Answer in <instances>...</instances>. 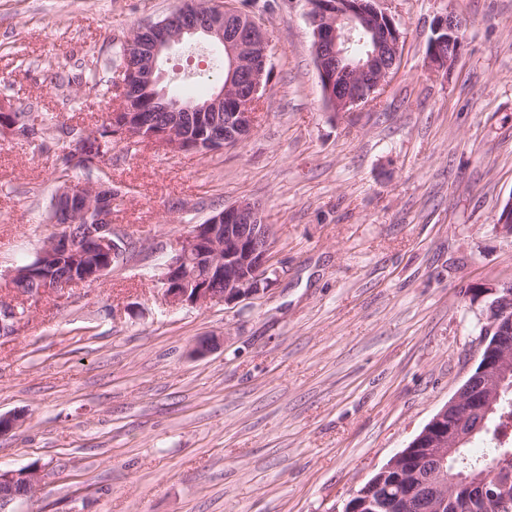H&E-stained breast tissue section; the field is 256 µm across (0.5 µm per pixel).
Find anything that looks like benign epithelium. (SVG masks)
<instances>
[{
  "label": "benign epithelium",
  "instance_id": "benign-epithelium-1",
  "mask_svg": "<svg viewBox=\"0 0 512 512\" xmlns=\"http://www.w3.org/2000/svg\"><path fill=\"white\" fill-rule=\"evenodd\" d=\"M199 11L193 0L153 27L144 46L152 58L145 69L131 67L119 80L128 99V111L111 113L112 125L131 139H138L152 125L139 105L142 87L161 82L159 61L174 45L202 33L224 49L228 79L224 89L203 107L169 106L165 97L154 98L151 110L167 113V123L154 129L152 144L173 153L210 151L240 143L253 129L255 110L269 83L270 41L255 18L222 0H214L202 21L189 16ZM308 20L313 33V50L323 96L336 112H349L374 100L396 68L402 32L396 19L379 10L373 0H310ZM461 23L451 13L436 17L429 41L427 62L446 70L460 48ZM364 31L375 37L367 59L344 64L346 47L353 33ZM227 111L224 130L216 128V113ZM83 184L69 183L64 202L77 217L94 215L96 231L88 245L65 227L53 233L39 248L37 256L47 264L60 256L72 262L71 275L40 279L38 289L25 294V302H38L48 294L63 296L76 285L93 283L108 268L91 262L93 250L112 251L115 261L124 260L134 242L112 227V199L91 201ZM279 275L270 246V225L260 203L244 199L232 203L197 224L177 239L173 256L163 266L160 282L165 303L208 306L238 303L259 298ZM482 296L496 297L482 310L480 330L482 352L474 371L455 396L422 431L382 469V476L409 460L413 479L403 483L399 498L408 510L425 498L431 512H508L512 509V481L489 472L475 476L448 473V457L470 437L471 419L494 410L500 387L512 375V286L480 289ZM24 318L19 306L0 302V333L16 332ZM40 481L32 467L0 469V512H14L13 506L27 498ZM496 491H487L488 483Z\"/></svg>",
  "mask_w": 512,
  "mask_h": 512
}]
</instances>
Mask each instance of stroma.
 <instances>
[{
    "label": "stroma",
    "mask_w": 512,
    "mask_h": 512,
    "mask_svg": "<svg viewBox=\"0 0 512 512\" xmlns=\"http://www.w3.org/2000/svg\"><path fill=\"white\" fill-rule=\"evenodd\" d=\"M267 30L272 75L254 129L208 153L113 146L99 179L136 243L101 280L32 306L0 335V467L41 471L18 512H341L475 369L473 289L512 282V0H378L404 34L369 105L330 111L306 0H232ZM181 0H0V103L85 130L83 76H118L120 44ZM464 22L445 71L438 15ZM173 97L210 95L224 50L164 55ZM54 157L0 133V297L50 233ZM262 203L280 269L260 298L165 304L177 238L241 199ZM205 336L210 354H191ZM460 29L461 23L451 13L442 14L436 17L433 23V35L430 37L426 56L427 62L431 68L437 70H447L456 59L460 48ZM449 46L450 50L445 47ZM454 47V52L453 51Z\"/></svg>",
    "instance_id": "stroma-1"
}]
</instances>
